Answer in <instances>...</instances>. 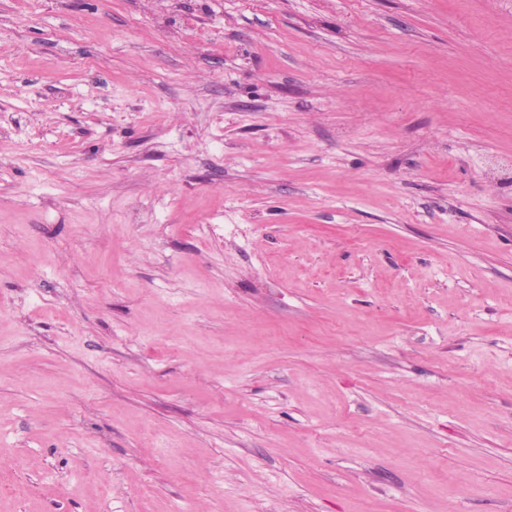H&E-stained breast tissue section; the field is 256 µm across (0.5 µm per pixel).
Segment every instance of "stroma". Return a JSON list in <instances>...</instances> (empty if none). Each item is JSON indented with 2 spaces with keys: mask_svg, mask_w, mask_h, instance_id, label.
Listing matches in <instances>:
<instances>
[{
  "mask_svg": "<svg viewBox=\"0 0 512 512\" xmlns=\"http://www.w3.org/2000/svg\"><path fill=\"white\" fill-rule=\"evenodd\" d=\"M0 512H512V0H0Z\"/></svg>",
  "mask_w": 512,
  "mask_h": 512,
  "instance_id": "stroma-1",
  "label": "stroma"
}]
</instances>
